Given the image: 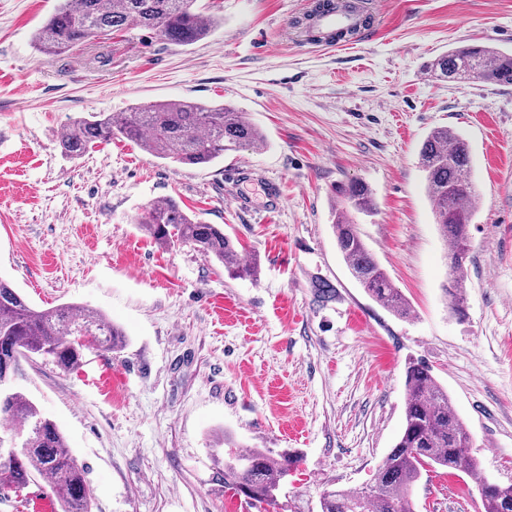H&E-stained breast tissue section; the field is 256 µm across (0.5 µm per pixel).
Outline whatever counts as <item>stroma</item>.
Masks as SVG:
<instances>
[{"mask_svg":"<svg viewBox=\"0 0 512 512\" xmlns=\"http://www.w3.org/2000/svg\"><path fill=\"white\" fill-rule=\"evenodd\" d=\"M58 2L0 0V277L34 307L88 305L126 332L119 351L90 347L68 371L38 356L14 382L84 465L92 512H251L212 458L223 432L295 456L279 512H319L394 446L412 359L447 389L483 475L512 484V85L427 72L463 41L512 51V0H368L379 34L333 47L293 27L311 0H198L221 24L194 45L133 29L45 55L34 35ZM166 100L231 106L266 141L206 167L121 138L81 160L57 146L76 116ZM438 127L468 141L481 197L461 317L418 164ZM352 181L377 209L351 219L410 318L371 300L336 247V188ZM168 197L223 225L257 277L155 244L136 218ZM415 494L417 512H480L456 471ZM41 507L62 512L41 480L0 496V512Z\"/></svg>","mask_w":512,"mask_h":512,"instance_id":"35a3bbf8","label":"stroma"}]
</instances>
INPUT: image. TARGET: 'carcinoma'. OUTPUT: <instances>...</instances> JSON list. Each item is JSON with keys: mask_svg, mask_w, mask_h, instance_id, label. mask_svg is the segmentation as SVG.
<instances>
[{"mask_svg": "<svg viewBox=\"0 0 512 512\" xmlns=\"http://www.w3.org/2000/svg\"><path fill=\"white\" fill-rule=\"evenodd\" d=\"M197 0H61L36 34L42 53H60L107 32L141 28L159 33L179 46L207 37L219 24L203 14ZM484 80L512 85V53L494 46L464 44L448 50L429 66L435 78L461 87L471 66ZM123 138L148 154L181 165H210L224 152L265 142L262 131L245 113L223 105L175 100L138 106L127 112L90 113L71 121L60 132L62 155L81 159L99 145ZM419 164L432 204L435 223L450 242L447 254L451 310L464 312L463 295L471 244L468 227L480 204L470 166V146L460 134L446 128L429 133L419 149ZM344 206L336 210L332 225L336 245L352 277L374 301L399 318L411 307L394 286L360 237L349 218L352 211L376 210L373 191L351 182L339 189ZM137 224L156 243L189 244L224 265L237 278H253L256 268L244 263L234 240L221 224L190 217L172 198L148 204ZM91 337L106 351L126 343L124 332L98 310L77 304L47 309L30 305L9 282L0 278V365H11L19 375L22 362L49 356L63 370L78 366ZM0 416L19 424L0 435V490L20 489L42 478L61 502L63 512H92L91 493L84 466L67 446L56 423L42 415L25 394L0 373ZM470 432L450 405L445 389L421 362L405 371L404 426L395 445L375 469L376 488L332 489L320 497L321 512H416L414 489L429 468H448L478 476L481 512H512V485L504 486L480 476L481 461L465 448ZM222 454L224 489L244 496L251 507L270 512L277 505L281 479L296 464L288 455L278 458L260 448L241 449L228 434L215 443Z\"/></svg>", "mask_w": 512, "mask_h": 512, "instance_id": "1", "label": "carcinoma"}]
</instances>
